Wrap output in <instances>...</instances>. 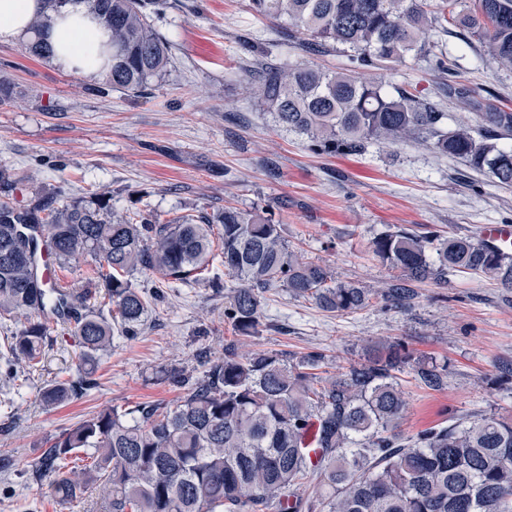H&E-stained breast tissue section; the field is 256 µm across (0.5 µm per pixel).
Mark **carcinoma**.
<instances>
[{
	"label": "carcinoma",
	"instance_id": "cac0c4a2",
	"mask_svg": "<svg viewBox=\"0 0 512 512\" xmlns=\"http://www.w3.org/2000/svg\"><path fill=\"white\" fill-rule=\"evenodd\" d=\"M249 0V9L286 21L307 36V51L341 46L361 70L391 71L425 51L431 29L453 27L483 48L486 60L512 71V0ZM31 22V55L48 59L41 34L52 14L81 3L110 31L112 64L103 92L121 88L141 97L162 79L173 45L155 19L176 0H45ZM252 97L276 127L306 140L329 157L361 154L372 144L412 142L455 159L502 187H512V147L498 141L512 132V113L448 88L480 122L445 126L446 113L415 90L379 77L328 71L308 63L272 64L251 84ZM17 180L0 163V318L33 319L6 337L0 371L19 375L41 363L49 322H74L82 348L77 376L44 388L41 402L55 407L95 385L99 353L112 345L114 325L137 334L148 302L131 275L153 271L167 280L198 281L207 270L213 239L224 246V318L235 334L258 332L265 293L279 285L295 298L349 314L377 298L406 311L414 285L445 283L450 273L472 272L512 288V263L470 238L387 228L371 249L393 271L371 291L335 280L328 266L289 248L273 216L226 207L210 215L165 222L141 210L116 214L112 196L35 195L25 206L10 196ZM58 267L94 258L85 277L48 281L42 254ZM114 306L106 316L90 306L98 293ZM414 360L418 381L438 390L446 366L400 349L353 364L334 377L315 373L322 356L290 361L279 353L238 354L208 364L202 376L168 377L185 388L174 404L107 408L56 437L31 472L49 480L68 504L96 484L109 512H512V418L491 415L428 428L406 440L398 432L406 402L394 371ZM93 449L92 465L63 471L67 457ZM322 478L325 490L306 496L305 480Z\"/></svg>",
	"mask_w": 512,
	"mask_h": 512
}]
</instances>
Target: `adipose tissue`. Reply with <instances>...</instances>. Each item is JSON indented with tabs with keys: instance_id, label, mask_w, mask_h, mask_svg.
Listing matches in <instances>:
<instances>
[{
	"instance_id": "obj_1",
	"label": "adipose tissue",
	"mask_w": 512,
	"mask_h": 512,
	"mask_svg": "<svg viewBox=\"0 0 512 512\" xmlns=\"http://www.w3.org/2000/svg\"><path fill=\"white\" fill-rule=\"evenodd\" d=\"M44 7L42 0H0V43L30 38L29 22ZM52 63L69 73L94 76L106 64L109 34L80 5L63 9L44 34Z\"/></svg>"
}]
</instances>
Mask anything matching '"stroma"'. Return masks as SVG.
Segmentation results:
<instances>
[{
  "mask_svg": "<svg viewBox=\"0 0 512 512\" xmlns=\"http://www.w3.org/2000/svg\"><path fill=\"white\" fill-rule=\"evenodd\" d=\"M181 3L156 23L174 44L171 69L139 98L121 89L92 91L90 78L29 56L24 42L0 44V65L15 83L11 100L0 103V162L19 181L16 202L29 201L36 188L66 197L108 191L119 213L140 192L164 219L227 206L268 208L290 248L330 266L337 280L372 290L391 275L371 249L386 227L472 237L482 224H512V189L483 175L466 183L461 163L426 147L374 145L360 155L328 157L275 128L250 94L251 70L285 55L348 69L347 52L302 50L289 42L287 23L255 16L248 0ZM426 43V55H408L384 79L416 88L454 119L474 123L479 116L443 91L450 80L512 112V72L479 63L480 45L435 30ZM132 280L149 311L137 335L115 338L102 356L95 389L55 408L40 401L44 387L70 378L78 365V338L63 324L50 326L41 364L16 383L0 380V398L14 401L12 414L0 411V454L15 460L12 471L0 472V512H103L90 494L58 504L48 482L28 484L24 474L55 436L106 408L177 402L184 391L163 374L201 375L229 343L241 355L322 354L318 373L327 378L363 361L381 341L447 364L438 390L419 383L413 364L397 372L404 438L481 414L512 418V289L485 276L458 273L418 284L408 311L374 298L343 315L275 288L254 336L233 332L224 320V291L208 281L168 283L150 271Z\"/></svg>",
  "mask_w": 512,
  "mask_h": 512,
  "instance_id": "obj_1",
  "label": "stroma"
}]
</instances>
